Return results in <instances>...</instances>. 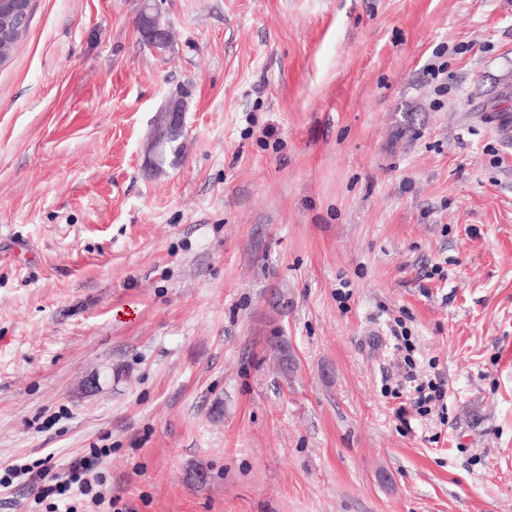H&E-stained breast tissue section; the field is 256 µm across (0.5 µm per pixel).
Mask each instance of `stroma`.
Instances as JSON below:
<instances>
[{"mask_svg":"<svg viewBox=\"0 0 512 512\" xmlns=\"http://www.w3.org/2000/svg\"><path fill=\"white\" fill-rule=\"evenodd\" d=\"M154 5L0 67V469L56 461L0 512H92L37 495L92 448L129 512H512V0ZM151 1H145L144 9L137 20V27L141 35L148 41L154 43H163L168 41V35L165 30L159 28L152 22L150 11L154 9V5L150 4ZM446 388L444 382L435 379L429 380L427 383H420L414 387V396L411 398L410 406L420 414H425L429 408L436 403H441L446 396Z\"/></svg>","mask_w":512,"mask_h":512,"instance_id":"obj_1","label":"stroma"}]
</instances>
